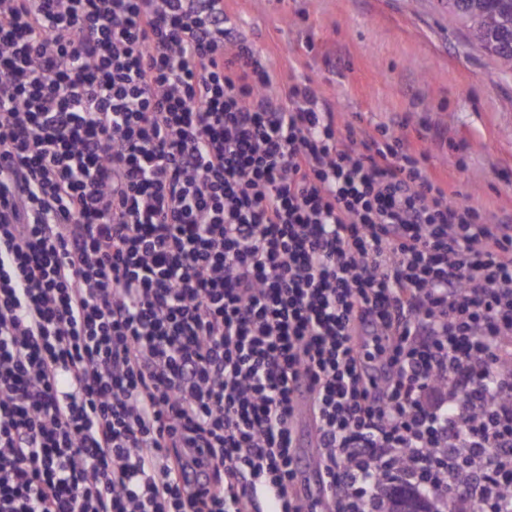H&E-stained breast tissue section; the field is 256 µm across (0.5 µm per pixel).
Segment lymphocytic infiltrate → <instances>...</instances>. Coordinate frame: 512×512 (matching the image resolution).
<instances>
[{
  "mask_svg": "<svg viewBox=\"0 0 512 512\" xmlns=\"http://www.w3.org/2000/svg\"><path fill=\"white\" fill-rule=\"evenodd\" d=\"M273 84L224 0H0V512H304V412L325 512H512V225ZM385 512H437L431 499L400 484H389L383 490Z\"/></svg>",
  "mask_w": 512,
  "mask_h": 512,
  "instance_id": "f902f5d3",
  "label": "lymphocytic infiltrate"
}]
</instances>
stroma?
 <instances>
[{
    "label": "stroma",
    "mask_w": 512,
    "mask_h": 512,
    "mask_svg": "<svg viewBox=\"0 0 512 512\" xmlns=\"http://www.w3.org/2000/svg\"><path fill=\"white\" fill-rule=\"evenodd\" d=\"M274 61L281 86L308 76L337 123L407 116L449 191L512 218V76H502L439 0H224Z\"/></svg>",
    "instance_id": "1"
}]
</instances>
